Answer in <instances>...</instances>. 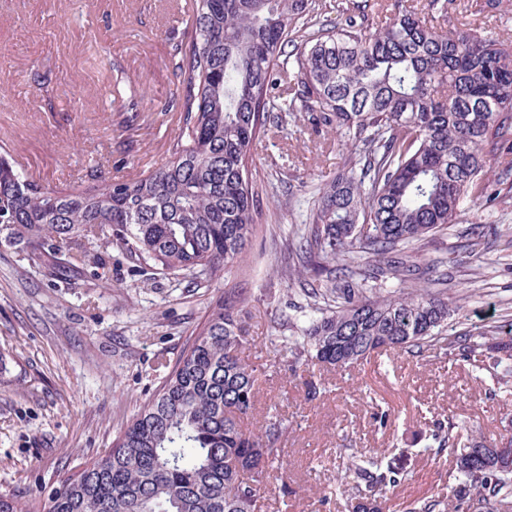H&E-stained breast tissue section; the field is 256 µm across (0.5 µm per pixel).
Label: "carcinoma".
I'll return each mask as SVG.
<instances>
[{
	"label": "carcinoma",
	"mask_w": 512,
	"mask_h": 512,
	"mask_svg": "<svg viewBox=\"0 0 512 512\" xmlns=\"http://www.w3.org/2000/svg\"><path fill=\"white\" fill-rule=\"evenodd\" d=\"M193 2L170 160L134 182L57 194L0 158V243L83 268L104 265L103 240L210 283L249 259L257 143L290 114L312 116L348 137L351 157L281 240L280 275L310 309L302 328L277 323L294 362L345 371L400 348L511 373L512 336L456 330L448 275L417 263L464 204L495 199L487 158L512 151V30L478 35L460 19L502 0H404L393 16L385 0ZM250 341L228 289L104 456L35 504L0 494V512H263L288 423L244 425L267 381ZM461 431L448 423L447 441L462 444L448 502L420 512H512V455ZM355 474L380 491L391 483L373 461Z\"/></svg>",
	"instance_id": "carcinoma-1"
}]
</instances>
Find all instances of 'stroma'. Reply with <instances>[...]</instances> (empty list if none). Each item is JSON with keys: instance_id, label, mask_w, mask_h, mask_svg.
I'll return each instance as SVG.
<instances>
[{"instance_id": "obj_1", "label": "stroma", "mask_w": 512, "mask_h": 512, "mask_svg": "<svg viewBox=\"0 0 512 512\" xmlns=\"http://www.w3.org/2000/svg\"><path fill=\"white\" fill-rule=\"evenodd\" d=\"M189 31L173 0H0V153L63 193L158 168L179 134L174 64ZM349 156L325 127L292 121L264 138L259 193L280 208L260 209L248 264L203 288L117 251L93 273L0 246V493L34 501L104 455L226 289L249 317L252 361L269 363L280 341L272 313L306 322L303 298L279 276L281 238ZM500 190L495 203L465 205L453 233L421 253L446 261L467 327L512 323V185ZM473 224L487 230L476 257L459 238ZM315 379L314 400L287 368L263 391L262 408L288 420L286 477L263 488L267 512H353L374 496L353 472L371 457L393 470L390 512H413L448 494L456 452L436 439L439 425L455 421L490 448L512 437V382L493 368L388 350Z\"/></svg>"}]
</instances>
